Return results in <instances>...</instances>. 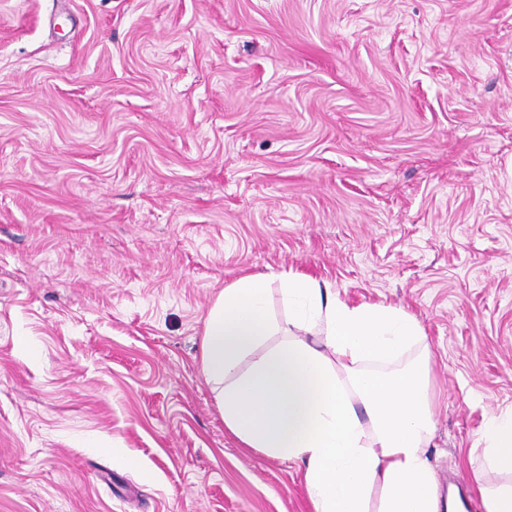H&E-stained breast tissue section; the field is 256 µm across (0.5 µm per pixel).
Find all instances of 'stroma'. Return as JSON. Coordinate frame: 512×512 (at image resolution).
Listing matches in <instances>:
<instances>
[{
  "label": "stroma",
  "instance_id": "stroma-1",
  "mask_svg": "<svg viewBox=\"0 0 512 512\" xmlns=\"http://www.w3.org/2000/svg\"><path fill=\"white\" fill-rule=\"evenodd\" d=\"M289 270L420 321L473 486L512 410V0H0V512H312L200 370L218 293Z\"/></svg>",
  "mask_w": 512,
  "mask_h": 512
}]
</instances>
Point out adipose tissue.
<instances>
[{"label":"adipose tissue","instance_id":"obj_1","mask_svg":"<svg viewBox=\"0 0 512 512\" xmlns=\"http://www.w3.org/2000/svg\"><path fill=\"white\" fill-rule=\"evenodd\" d=\"M287 325L271 316L270 279L244 275L209 309L200 369L224 425L245 447L303 467L313 512H458L442 496L431 353L419 320L385 304L351 306L327 283L281 275ZM483 512H512V412L481 432Z\"/></svg>","mask_w":512,"mask_h":512}]
</instances>
